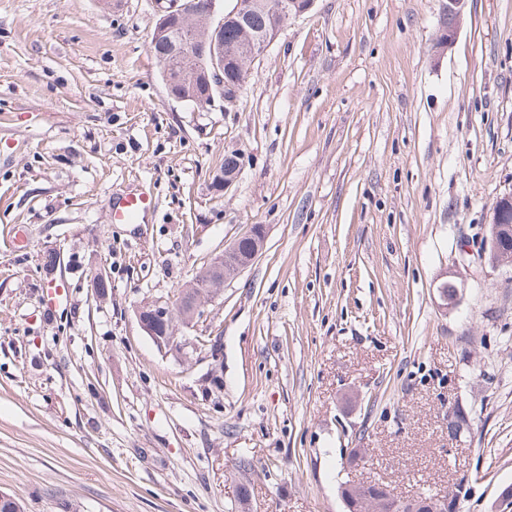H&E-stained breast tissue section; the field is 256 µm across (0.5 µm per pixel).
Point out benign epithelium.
Listing matches in <instances>:
<instances>
[{
    "instance_id": "1",
    "label": "benign epithelium",
    "mask_w": 512,
    "mask_h": 512,
    "mask_svg": "<svg viewBox=\"0 0 512 512\" xmlns=\"http://www.w3.org/2000/svg\"><path fill=\"white\" fill-rule=\"evenodd\" d=\"M220 0H153L157 21L151 36V46L163 38L168 50L160 57V69L169 94L181 102L200 108L214 102L219 96L232 104L247 82L249 66L277 39L291 18L309 12L315 0H276L270 14L273 23L269 29H259L252 23L254 0H234L231 9L219 8ZM467 0H443L441 15L448 17V24L439 27L434 43L436 55H443L456 39L464 16ZM233 29L236 40L228 44L224 32ZM204 84L206 92L196 93L195 82ZM227 163L224 180L219 188L232 186L242 165L238 154L224 156ZM512 237V195L497 201V208L481 246L482 257L494 267H511L512 254L500 249L498 240ZM244 237L250 249H238V242L224 247L209 264L201 269L178 297L182 322L194 325L205 316V307L217 299L224 290V280L250 266L262 252L264 235L254 226ZM443 306L456 305L461 291L456 282L448 280L439 286ZM136 317L144 332L158 349L167 353L181 352L184 345L177 344L174 336L175 310L167 303L155 301L140 306ZM462 483L425 508V512H457ZM394 491L385 486L378 492H367L356 484H347L342 500L348 512H381L386 499Z\"/></svg>"
}]
</instances>
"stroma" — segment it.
<instances>
[{"instance_id": "35a3bbf8", "label": "stroma", "mask_w": 512, "mask_h": 512, "mask_svg": "<svg viewBox=\"0 0 512 512\" xmlns=\"http://www.w3.org/2000/svg\"><path fill=\"white\" fill-rule=\"evenodd\" d=\"M441 8L316 0L200 111L155 66L150 0H0V492L24 512H345L349 480L461 481V512H497L512 269L480 245L512 192V0H468L437 58ZM141 189L155 210L113 223ZM255 224L259 257L176 326L185 354L158 350L136 307Z\"/></svg>"}]
</instances>
